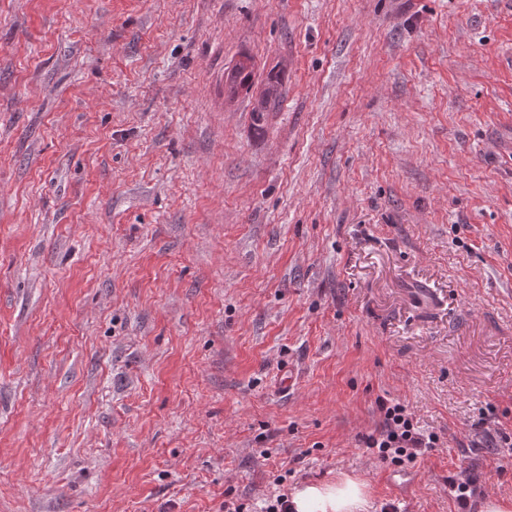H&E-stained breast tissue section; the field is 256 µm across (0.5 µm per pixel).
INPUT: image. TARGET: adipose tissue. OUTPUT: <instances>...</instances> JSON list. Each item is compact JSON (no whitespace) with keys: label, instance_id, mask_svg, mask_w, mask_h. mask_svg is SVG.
Here are the masks:
<instances>
[{"label":"adipose tissue","instance_id":"1","mask_svg":"<svg viewBox=\"0 0 512 512\" xmlns=\"http://www.w3.org/2000/svg\"><path fill=\"white\" fill-rule=\"evenodd\" d=\"M368 503L366 486L344 475L321 483H307L289 496V512H363Z\"/></svg>","mask_w":512,"mask_h":512}]
</instances>
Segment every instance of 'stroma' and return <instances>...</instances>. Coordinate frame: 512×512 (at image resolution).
Instances as JSON below:
<instances>
[{
    "mask_svg": "<svg viewBox=\"0 0 512 512\" xmlns=\"http://www.w3.org/2000/svg\"><path fill=\"white\" fill-rule=\"evenodd\" d=\"M342 475L512 497V0H0V512ZM383 426L377 434L364 437V447L376 449L382 460L402 466L414 463L425 451L436 448L439 437L418 431L404 404L379 400Z\"/></svg>",
    "mask_w": 512,
    "mask_h": 512,
    "instance_id": "obj_1",
    "label": "stroma"
}]
</instances>
